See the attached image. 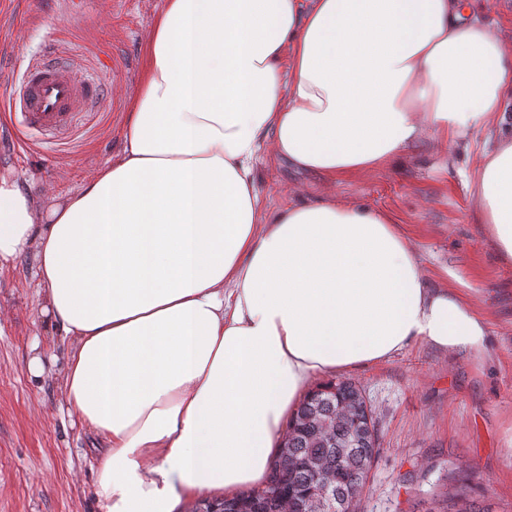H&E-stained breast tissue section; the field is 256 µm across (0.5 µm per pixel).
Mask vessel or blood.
Instances as JSON below:
<instances>
[{"instance_id":"obj_1","label":"vessel or blood","mask_w":512,"mask_h":512,"mask_svg":"<svg viewBox=\"0 0 512 512\" xmlns=\"http://www.w3.org/2000/svg\"><path fill=\"white\" fill-rule=\"evenodd\" d=\"M101 88L77 78L59 55L29 65L20 91L0 96V109L21 112L24 129L50 135L53 145L68 143L99 101Z\"/></svg>"}]
</instances>
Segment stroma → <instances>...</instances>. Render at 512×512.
Here are the masks:
<instances>
[{
	"mask_svg": "<svg viewBox=\"0 0 512 512\" xmlns=\"http://www.w3.org/2000/svg\"><path fill=\"white\" fill-rule=\"evenodd\" d=\"M162 0H88L72 18L63 0H0V91L17 85L49 49L70 56L78 75L106 93L67 148L21 135L0 112V174L26 189L68 196L124 147L128 99L142 71L143 46ZM120 59L122 67L101 70ZM422 141L390 168L327 185L275 164L257 170L269 208L334 190L390 212L411 237L433 285L445 270L468 284L488 317V359L448 355L417 341L386 360L348 371L374 411L378 454L360 512H442L458 507L512 512V266L502 265L481 225L471 223L473 190ZM73 347L40 313L31 256L0 266V512H97V437L70 409L61 386ZM40 353L42 374L28 361Z\"/></svg>",
	"mask_w": 512,
	"mask_h": 512,
	"instance_id": "stroma-1",
	"label": "stroma"
}]
</instances>
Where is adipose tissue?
I'll use <instances>...</instances> for the list:
<instances>
[{"label":"adipose tissue","mask_w":512,"mask_h":512,"mask_svg":"<svg viewBox=\"0 0 512 512\" xmlns=\"http://www.w3.org/2000/svg\"><path fill=\"white\" fill-rule=\"evenodd\" d=\"M512 40L467 0H163L124 149L45 201L0 175V265L25 254L101 442L100 512H178L266 484L314 378L419 340L486 352L384 212L327 192L269 209L265 162L328 181L430 140L478 148L474 223L512 266Z\"/></svg>","instance_id":"obj_1"}]
</instances>
